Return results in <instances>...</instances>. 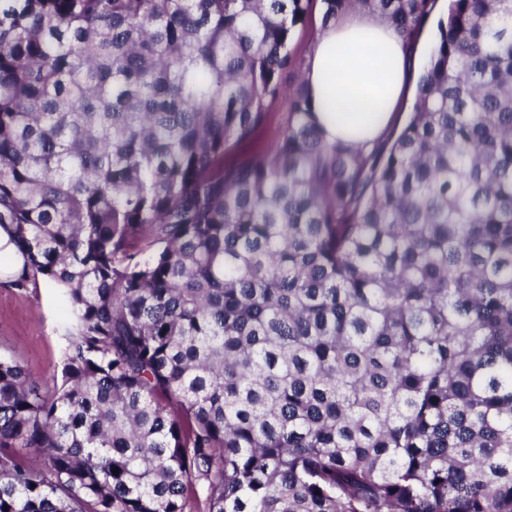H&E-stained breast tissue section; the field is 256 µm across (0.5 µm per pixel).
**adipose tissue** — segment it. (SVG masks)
Returning <instances> with one entry per match:
<instances>
[{
  "mask_svg": "<svg viewBox=\"0 0 512 512\" xmlns=\"http://www.w3.org/2000/svg\"><path fill=\"white\" fill-rule=\"evenodd\" d=\"M420 66L389 22L353 11L314 42L304 78L327 140L372 148L391 128Z\"/></svg>",
  "mask_w": 512,
  "mask_h": 512,
  "instance_id": "obj_1",
  "label": "adipose tissue"
}]
</instances>
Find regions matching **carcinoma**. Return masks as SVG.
<instances>
[{
	"label": "carcinoma",
	"mask_w": 512,
	"mask_h": 512,
	"mask_svg": "<svg viewBox=\"0 0 512 512\" xmlns=\"http://www.w3.org/2000/svg\"><path fill=\"white\" fill-rule=\"evenodd\" d=\"M316 1L434 9L0 0V227L74 325L52 397L0 354V512H512V0L371 150L302 80L226 163Z\"/></svg>",
	"instance_id": "carcinoma-1"
}]
</instances>
